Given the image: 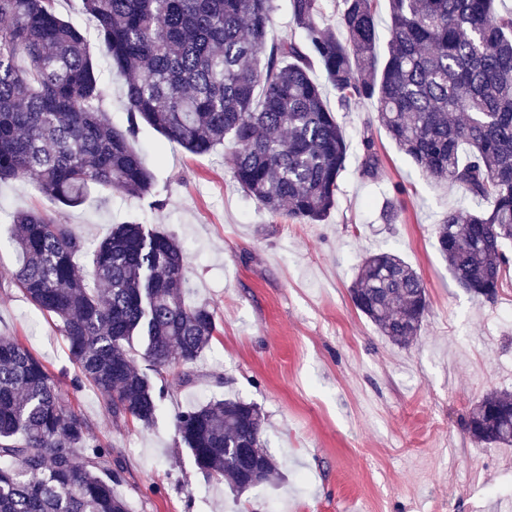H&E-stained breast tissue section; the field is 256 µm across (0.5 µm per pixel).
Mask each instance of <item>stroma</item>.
Returning a JSON list of instances; mask_svg holds the SVG:
<instances>
[{
    "mask_svg": "<svg viewBox=\"0 0 512 512\" xmlns=\"http://www.w3.org/2000/svg\"><path fill=\"white\" fill-rule=\"evenodd\" d=\"M57 11L89 37L106 108L123 124V80L94 39V20L79 0H59ZM326 101L350 149L322 223L262 209L234 183L229 149L194 155L147 126L133 145L156 173L157 197L94 193L62 214L90 244L127 221L173 234L189 259L192 300L216 314L193 382L170 381L154 424L112 421L91 385L71 396L121 457L120 491L133 512H269L278 502L290 512H497L512 501V447L476 446L462 426L485 393H512V278L491 300L457 287L435 228L461 191L421 175L385 136L374 103L344 107L331 89ZM367 131L382 157L371 176L361 167ZM396 184L405 209L390 224L382 213ZM51 206L35 183H0V336L18 337L67 385L76 364L58 320L11 279L12 214ZM385 248L420 273L429 295L422 335L406 348L381 336L349 295L364 255ZM224 397L261 409L280 465L274 483L236 494L179 445L177 412Z\"/></svg>",
    "mask_w": 512,
    "mask_h": 512,
    "instance_id": "1",
    "label": "stroma"
}]
</instances>
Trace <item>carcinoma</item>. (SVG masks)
Wrapping results in <instances>:
<instances>
[{
    "mask_svg": "<svg viewBox=\"0 0 512 512\" xmlns=\"http://www.w3.org/2000/svg\"><path fill=\"white\" fill-rule=\"evenodd\" d=\"M116 73L126 121L112 124L85 35L57 0H0V182H35L64 207L91 191L155 193L157 179L130 140L146 123L192 154L232 145V177L270 212L305 224L336 204L348 152L343 128L309 75L324 70L342 104L373 100L386 136L433 179L464 193L436 225L440 254L467 292L495 298L512 263V10L496 0H387V54L377 57L380 0H342L337 38L321 0H289L301 37L268 40L273 0H80ZM362 167L381 159L373 134ZM21 261L12 278L61 323L78 373L115 421L153 424L168 375L191 381L217 322L188 303V258L170 234L114 225L92 251L43 210L12 218ZM351 300L397 347L422 331L429 302L420 274L392 251L365 257ZM140 342L150 372L132 359ZM253 402L225 398L180 411L178 442L207 477L241 494L272 482L278 462ZM479 446H512V394L490 391L464 421ZM260 469L251 480L247 471ZM112 443L71 406L69 390L24 344L0 336V512H132Z\"/></svg>",
    "mask_w": 512,
    "mask_h": 512,
    "instance_id": "cac0c4a2",
    "label": "carcinoma"
}]
</instances>
